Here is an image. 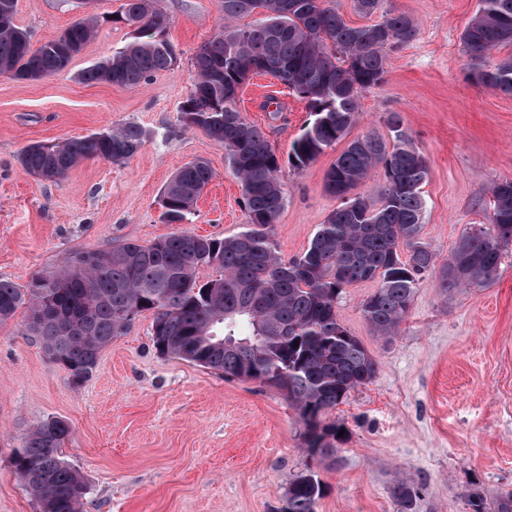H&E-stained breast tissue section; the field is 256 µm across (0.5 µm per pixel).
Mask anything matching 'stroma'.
Wrapping results in <instances>:
<instances>
[{
    "label": "stroma",
    "instance_id": "stroma-1",
    "mask_svg": "<svg viewBox=\"0 0 512 512\" xmlns=\"http://www.w3.org/2000/svg\"><path fill=\"white\" fill-rule=\"evenodd\" d=\"M123 3L17 0L15 20L35 47L82 16L105 19L65 72L0 77V279L17 287L69 256L180 230L221 238L246 222L223 144L178 121L195 81L192 58L224 25L221 0H154L170 21L172 70L135 86L79 81L83 69L132 41L131 27L117 20ZM381 8L412 17L417 33L389 50L385 80L362 92L350 135L391 139L386 116L402 115L429 166L422 240L442 264L464 234L488 227L491 189L512 179V94L470 79L461 36L478 0H383ZM237 107L282 158L311 119L306 102L268 74L252 76ZM130 123L146 138L126 162L86 161L59 181L18 163L26 144ZM338 154L326 149L302 170L282 166L285 204L273 237L284 258L301 255L336 209L323 184ZM196 158L210 163L212 181L182 225L163 223L164 186ZM376 287L350 285L336 306L380 371L330 412L348 430L332 463L305 450L303 424L281 391L158 354L151 313L113 339L77 386L26 332L27 312L18 310L0 323V512H37L13 458L51 418L71 426L63 455L88 483L82 512H275L307 469L327 487L318 512H398L391 490L405 478L416 512H466L464 495L475 487L512 490V246L484 286L447 294L437 275L427 276L388 341L361 311Z\"/></svg>",
    "mask_w": 512,
    "mask_h": 512
}]
</instances>
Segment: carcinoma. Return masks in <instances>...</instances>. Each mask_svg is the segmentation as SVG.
I'll return each mask as SVG.
<instances>
[{"mask_svg":"<svg viewBox=\"0 0 512 512\" xmlns=\"http://www.w3.org/2000/svg\"><path fill=\"white\" fill-rule=\"evenodd\" d=\"M222 7L228 25L194 55L196 81L179 121L224 144L242 184L245 227L224 238L180 232L146 245L127 242L76 255L37 275L27 288L0 280V321L27 307V331L87 381L101 351L150 311L156 351L281 390L303 421L304 447L327 459L346 440L339 435L344 426L326 421L327 412L379 371L337 316L344 288L378 281L361 310L373 331L389 339L426 276L439 273L448 293L490 282L504 248L512 245V180L491 190L492 229L469 232L448 262L436 266L421 237L428 163L403 129L401 115L392 112L386 117L392 142L368 133L336 157L324 189L340 205L300 256L284 260L272 234L285 201L277 179L280 159L265 133L243 118L228 88L244 84L260 63L263 72L306 101L313 121L288 153V165L302 169L346 138L359 116L361 92L384 81L387 51L412 40L416 26L408 15L391 12L373 24L352 26L323 0H222ZM258 9L263 17L255 23L230 25ZM15 15L16 0H0V76L21 82L64 72L100 22L89 15L34 49ZM119 20L133 27L134 40L87 67L84 82L135 86L174 66L176 49L165 38L169 20L151 0H125ZM462 42L471 79L512 94V56L490 62L493 52L512 46V0H479ZM143 138L134 124L107 127L63 143H29L18 161L31 175L59 180L86 160L128 161ZM377 167L385 180L378 203L357 194L345 200ZM212 178L204 159L177 170L160 196L164 223L183 222ZM203 267L216 275L198 279ZM70 433L67 421L46 420L13 458L42 512H81L88 493L84 476L62 456ZM325 494L326 485L307 469L288 483L286 512H317ZM392 495L400 512H414L416 493L409 482L396 484ZM464 499L467 512H512V491L488 496L471 488Z\"/></svg>","mask_w":512,"mask_h":512,"instance_id":"obj_1","label":"carcinoma"}]
</instances>
